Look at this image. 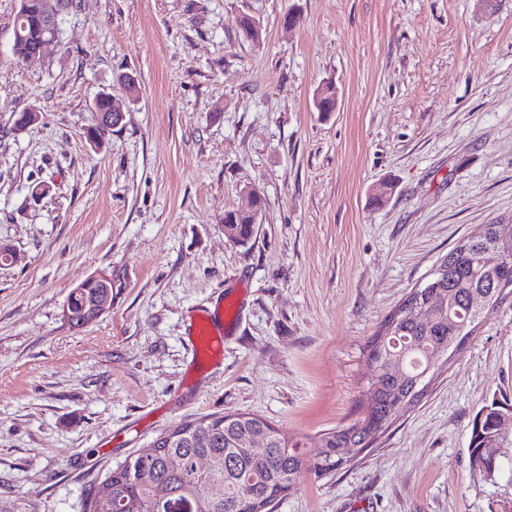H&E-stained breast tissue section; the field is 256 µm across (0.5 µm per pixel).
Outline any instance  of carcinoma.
<instances>
[{
    "mask_svg": "<svg viewBox=\"0 0 512 512\" xmlns=\"http://www.w3.org/2000/svg\"><path fill=\"white\" fill-rule=\"evenodd\" d=\"M23 38L15 43L13 54L23 59L38 43L40 24L35 14L26 22H18ZM239 227L242 238H251L252 218L226 211ZM493 253L504 261L488 262ZM431 288L419 303L431 309V319L422 322L411 312L400 316L390 313L382 321L367 345V358L390 368L404 365V374L383 372L368 381V403L363 416L352 423L322 433L305 443L276 428L258 416L240 415L233 420L225 416L198 419L175 444L157 448L148 456L137 455L125 461L119 476L108 475L87 506V512H272L275 500L296 482L304 466V448H320L313 469L329 475L342 469L352 457L384 433L403 410L416 405L421 395L412 393L413 381L426 369L429 379L448 364V351L454 348L461 332H471L472 310L467 305L470 293L487 291L501 281L512 284V241L501 240L496 225L485 224L478 232L460 241L443 258L439 271L429 275ZM77 320L84 323L96 319L91 305L93 289L70 292ZM512 414V406L497 400L484 406L473 418L470 457L487 465L498 458L512 455V436L500 431L501 416ZM244 427L265 430L267 448L256 456L244 447L239 437ZM349 448L351 455L341 459L336 449ZM197 456H209L214 469L198 473L194 469ZM154 474V482L145 483L138 471ZM224 484V497L211 498L209 485Z\"/></svg>",
    "mask_w": 512,
    "mask_h": 512,
    "instance_id": "cac0c4a2",
    "label": "carcinoma"
}]
</instances>
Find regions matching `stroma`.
<instances>
[{
    "instance_id": "1",
    "label": "stroma",
    "mask_w": 512,
    "mask_h": 512,
    "mask_svg": "<svg viewBox=\"0 0 512 512\" xmlns=\"http://www.w3.org/2000/svg\"><path fill=\"white\" fill-rule=\"evenodd\" d=\"M15 9L0 0V512H86L111 470L203 415L350 423L384 318L461 239L512 225V0H76L23 62ZM103 92L124 118L96 148ZM25 109L40 119L16 129ZM249 187L241 246L224 212ZM97 273L112 308L71 326ZM219 304L224 356L204 362L191 316ZM495 399L512 404V297L371 448L304 469L274 512H512V459L489 479L469 454ZM224 214L227 215L226 216L227 221H229V217H231L232 222L237 224V226L239 227L240 235L243 239L249 240L251 238V236L253 234V230H254V226H252L251 216L242 215V214H239V216H236L234 214L233 209L227 210ZM228 225L224 224L225 234L229 238L233 239L234 241H236L238 243H244L245 241L233 230V228L229 227Z\"/></svg>"
}]
</instances>
